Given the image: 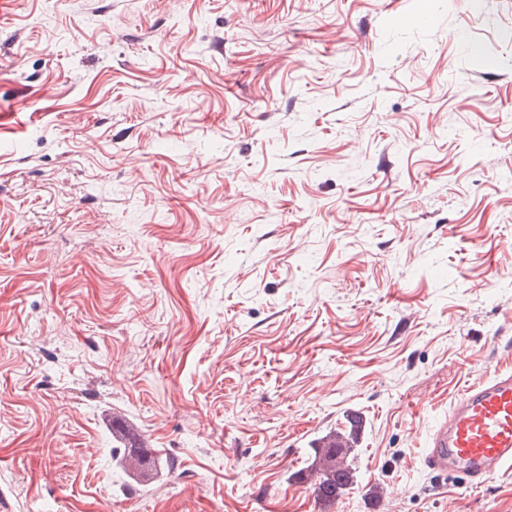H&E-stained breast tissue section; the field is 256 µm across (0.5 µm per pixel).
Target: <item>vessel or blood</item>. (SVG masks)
Returning a JSON list of instances; mask_svg holds the SVG:
<instances>
[{"label": "vessel or blood", "instance_id": "1", "mask_svg": "<svg viewBox=\"0 0 512 512\" xmlns=\"http://www.w3.org/2000/svg\"><path fill=\"white\" fill-rule=\"evenodd\" d=\"M423 465L448 480L463 477L474 488L512 470V373L494 372L451 401L428 437Z\"/></svg>", "mask_w": 512, "mask_h": 512}]
</instances>
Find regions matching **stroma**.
Masks as SVG:
<instances>
[{
  "label": "stroma",
  "mask_w": 512,
  "mask_h": 512,
  "mask_svg": "<svg viewBox=\"0 0 512 512\" xmlns=\"http://www.w3.org/2000/svg\"><path fill=\"white\" fill-rule=\"evenodd\" d=\"M510 56L512 0H0V512H512L422 464L508 366ZM347 423L345 429H334L316 439L312 447L310 473L315 478V497L323 505L336 503L357 478L354 460L361 442L362 420L354 414L347 418Z\"/></svg>",
  "instance_id": "stroma-1"
}]
</instances>
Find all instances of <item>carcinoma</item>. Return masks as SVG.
<instances>
[{
    "label": "carcinoma",
    "instance_id": "obj_1",
    "mask_svg": "<svg viewBox=\"0 0 512 512\" xmlns=\"http://www.w3.org/2000/svg\"><path fill=\"white\" fill-rule=\"evenodd\" d=\"M361 434L362 420L354 414L347 418L346 427L316 439L310 473L314 478L315 497L321 504L336 503V499L356 481L354 460Z\"/></svg>",
    "mask_w": 512,
    "mask_h": 512
}]
</instances>
